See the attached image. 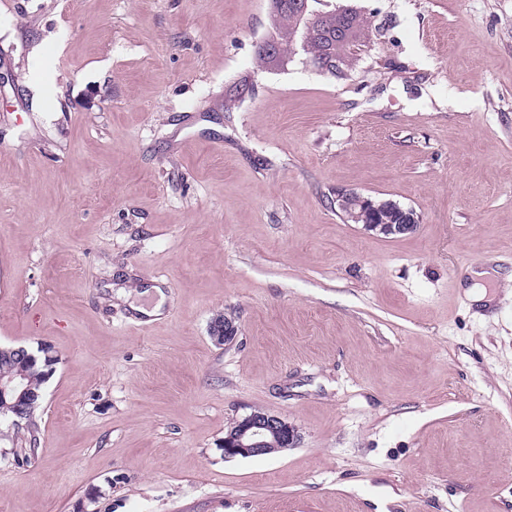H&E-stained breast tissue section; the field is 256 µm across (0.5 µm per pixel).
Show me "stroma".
Wrapping results in <instances>:
<instances>
[{
	"mask_svg": "<svg viewBox=\"0 0 512 512\" xmlns=\"http://www.w3.org/2000/svg\"><path fill=\"white\" fill-rule=\"evenodd\" d=\"M357 7L332 74L273 0H0V346L58 357L0 512H512V0ZM387 204L385 207L383 205ZM338 205L341 210L347 211V221H352L354 224H362L365 230L373 231L383 234L386 237H397L413 232L418 224V216L413 209L406 208L401 211V218L396 222L377 223L367 218L368 214H375V212L383 208L397 206L391 200H383L379 205H375L370 199L356 193V192H343L338 196ZM345 214V213H344ZM364 220V222H362ZM361 222V223H360ZM141 295L148 296L150 298L149 303L145 305L131 303L130 308L139 315H144L154 319L162 317L166 303V295L164 291L161 288L154 287L152 291H145L141 293ZM237 334V327L231 319L219 315L215 317L209 327V335L216 345L231 343ZM295 426L278 415L253 411L237 419L224 437L225 457H255L268 455L288 444H298Z\"/></svg>",
	"mask_w": 512,
	"mask_h": 512,
	"instance_id": "obj_1",
	"label": "stroma"
}]
</instances>
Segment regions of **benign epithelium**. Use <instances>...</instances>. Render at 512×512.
Returning <instances> with one entry per match:
<instances>
[{"label": "benign epithelium", "instance_id": "benign-epithelium-1", "mask_svg": "<svg viewBox=\"0 0 512 512\" xmlns=\"http://www.w3.org/2000/svg\"><path fill=\"white\" fill-rule=\"evenodd\" d=\"M315 61L323 69L329 68L334 71L338 68V57L327 49L325 43L315 52ZM338 205L341 210L347 211V220L355 224L360 223L365 230L386 237L411 233L418 224L417 214L409 208L401 211V218L396 222L377 223L367 219V215L383 209V206L395 205L391 200H383L376 205L356 192H343L338 196ZM236 334L237 327L234 321L227 317L219 315L210 323L209 335L219 346L231 343ZM13 352L18 359V372L6 379L0 378V403L14 407L13 425L20 427L38 396L27 382L28 372L34 369L41 358L44 359V365L51 370L57 364L58 358L44 345L36 352L23 346L13 349ZM298 441V430L288 421L275 414L253 411L233 423L224 437V456L246 458L268 455L281 449L285 444L292 448Z\"/></svg>", "mask_w": 512, "mask_h": 512}]
</instances>
